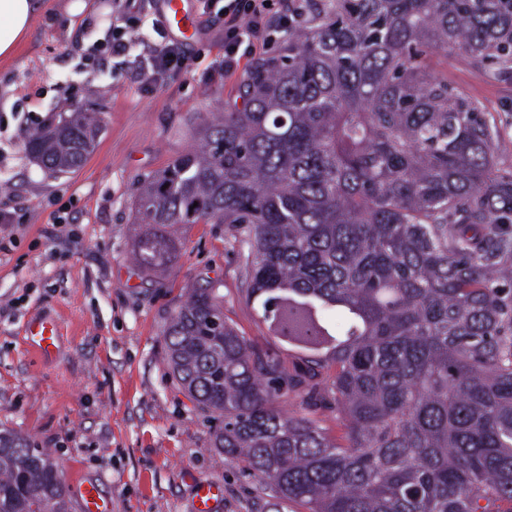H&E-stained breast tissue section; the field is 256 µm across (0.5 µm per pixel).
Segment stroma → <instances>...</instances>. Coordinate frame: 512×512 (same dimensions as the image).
I'll use <instances>...</instances> for the list:
<instances>
[{"instance_id":"1","label":"stroma","mask_w":512,"mask_h":512,"mask_svg":"<svg viewBox=\"0 0 512 512\" xmlns=\"http://www.w3.org/2000/svg\"><path fill=\"white\" fill-rule=\"evenodd\" d=\"M38 0L11 57L0 58V430L56 458L73 504L97 485L108 512H192L198 483L220 485L213 512H271L269 487L232 458L217 462V423L188 399L167 364L164 330L190 289L211 286L224 316L255 346L287 364L296 384L283 403L309 408L342 438L332 400L308 405L304 354L273 336L248 300L249 249L228 224H192L173 261L150 277L131 261L139 231L132 201L142 179L194 144L201 118L233 99L245 73H225L228 0H209L197 36L184 41L190 73L147 85L146 61L97 62L92 43L112 39V0ZM434 71L481 107L498 130V156L512 166V73L432 57ZM94 108L101 128L76 171L55 174L28 155L23 126ZM56 321L48 355L30 323Z\"/></svg>"}]
</instances>
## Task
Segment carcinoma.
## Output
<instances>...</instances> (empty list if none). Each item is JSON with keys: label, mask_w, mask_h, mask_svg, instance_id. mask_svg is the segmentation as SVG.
<instances>
[{"label": "carcinoma", "mask_w": 512, "mask_h": 512, "mask_svg": "<svg viewBox=\"0 0 512 512\" xmlns=\"http://www.w3.org/2000/svg\"><path fill=\"white\" fill-rule=\"evenodd\" d=\"M198 146L133 200L138 272L176 229L237 224L250 297L334 368L345 444L283 411L288 367L194 288L164 333L173 376L216 414L219 456L306 512H512V168L479 108L427 59L512 66V0H306ZM97 113L26 130L32 159L79 168ZM0 512H73L50 454L0 433Z\"/></svg>", "instance_id": "1"}]
</instances>
